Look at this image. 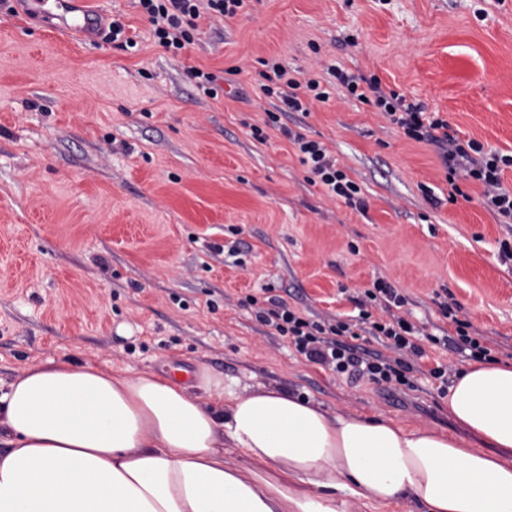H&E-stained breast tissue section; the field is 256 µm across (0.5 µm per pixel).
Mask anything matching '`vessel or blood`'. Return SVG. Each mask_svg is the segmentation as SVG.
Listing matches in <instances>:
<instances>
[{"mask_svg":"<svg viewBox=\"0 0 512 512\" xmlns=\"http://www.w3.org/2000/svg\"><path fill=\"white\" fill-rule=\"evenodd\" d=\"M22 12L40 20L51 30L62 28L90 41H99L104 27L102 13L76 8L75 0H20Z\"/></svg>","mask_w":512,"mask_h":512,"instance_id":"vessel-or-blood-1","label":"vessel or blood"}]
</instances>
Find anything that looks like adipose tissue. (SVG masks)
<instances>
[{"mask_svg":"<svg viewBox=\"0 0 512 512\" xmlns=\"http://www.w3.org/2000/svg\"><path fill=\"white\" fill-rule=\"evenodd\" d=\"M201 387L213 405L153 370L23 369L0 385V512H512V361L448 386L479 448L283 389Z\"/></svg>","mask_w":512,"mask_h":512,"instance_id":"ef3b65f1","label":"adipose tissue"}]
</instances>
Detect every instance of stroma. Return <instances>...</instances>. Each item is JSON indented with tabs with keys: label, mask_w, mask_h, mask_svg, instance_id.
<instances>
[{
	"label": "stroma",
	"mask_w": 512,
	"mask_h": 512,
	"mask_svg": "<svg viewBox=\"0 0 512 512\" xmlns=\"http://www.w3.org/2000/svg\"><path fill=\"white\" fill-rule=\"evenodd\" d=\"M80 5L120 20L130 46L0 10V380L50 359L132 376L175 368L193 385L204 371L462 435L427 371L465 358L430 349L406 393L353 385L303 361L242 300L280 296L346 320L382 277L423 332L454 330L445 302L492 357L512 356V260L499 255L512 226L479 184L448 202L437 148L328 72L377 78L461 139L511 155L512 0H245L234 17L202 15L176 53L137 0ZM272 61L329 100L266 125L280 104L261 90ZM196 69L219 76L217 97ZM286 127L327 147L363 207L308 182Z\"/></svg>",
	"instance_id": "stroma-1"
}]
</instances>
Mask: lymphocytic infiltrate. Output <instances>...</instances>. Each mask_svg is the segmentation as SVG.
<instances>
[{
	"mask_svg": "<svg viewBox=\"0 0 512 512\" xmlns=\"http://www.w3.org/2000/svg\"><path fill=\"white\" fill-rule=\"evenodd\" d=\"M139 4L159 45L178 51L192 43V33L198 28L202 12L231 18L242 8L244 0H139ZM331 74L352 96L362 101L373 100L408 138L439 148L450 186L449 200L460 195L459 180L479 182L487 211L500 223L512 222V190L502 183L504 169L512 168V155L487 153L476 141H462L449 133L446 121L425 116L420 107L405 103L396 92H385L377 79L363 80L336 67ZM288 139L297 146L302 163L308 165L312 182L324 186L331 196L344 198L348 204H361L359 186L337 169L323 144L297 133L289 134ZM355 304L359 314L354 324L332 318L311 319L281 297L270 299L268 307L258 309L256 318L278 335L288 337L305 361L349 381H367L391 393L401 386L414 388L413 375L419 372L427 356L426 344L450 347L473 359L488 354L480 340L470 335V324L465 320L457 321L455 336L422 335L417 325L400 315L404 298L385 279H376ZM376 308L382 311V318L373 317ZM363 334L380 342L381 350L360 346L358 339Z\"/></svg>",
	"mask_w": 512,
	"mask_h": 512,
	"instance_id": "f902f5d3",
	"label": "lymphocytic infiltrate"
}]
</instances>
